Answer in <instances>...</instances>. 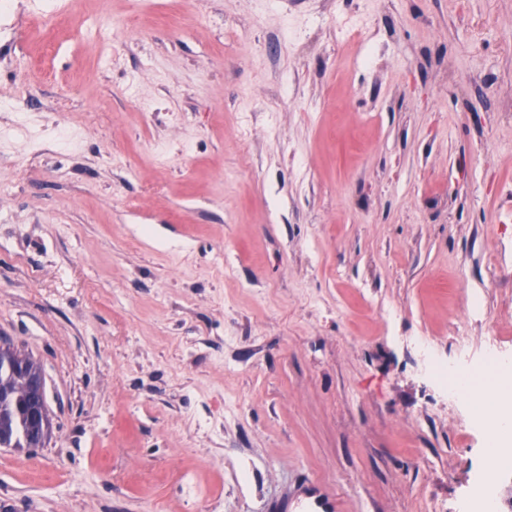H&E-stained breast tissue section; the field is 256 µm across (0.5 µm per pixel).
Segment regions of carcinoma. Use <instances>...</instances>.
<instances>
[{"instance_id": "1", "label": "carcinoma", "mask_w": 512, "mask_h": 512, "mask_svg": "<svg viewBox=\"0 0 512 512\" xmlns=\"http://www.w3.org/2000/svg\"><path fill=\"white\" fill-rule=\"evenodd\" d=\"M42 367L34 357L9 342L0 346V447L34 448L45 444L51 419L34 424L29 419L28 377Z\"/></svg>"}]
</instances>
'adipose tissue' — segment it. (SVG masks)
<instances>
[{"label": "adipose tissue", "mask_w": 512, "mask_h": 512, "mask_svg": "<svg viewBox=\"0 0 512 512\" xmlns=\"http://www.w3.org/2000/svg\"><path fill=\"white\" fill-rule=\"evenodd\" d=\"M470 387L464 399L477 411L492 408L489 427L493 437L488 442L489 454L512 447V373L492 377L470 376Z\"/></svg>", "instance_id": "adipose-tissue-1"}]
</instances>
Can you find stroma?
I'll return each instance as SVG.
<instances>
[{"label":"stroma","mask_w":512,"mask_h":512,"mask_svg":"<svg viewBox=\"0 0 512 512\" xmlns=\"http://www.w3.org/2000/svg\"><path fill=\"white\" fill-rule=\"evenodd\" d=\"M13 0L0 338L45 374L0 512H470L512 358V0ZM469 382L471 388L465 391L463 399L477 411L493 409L489 419L493 438L488 440V454L493 456L497 452L500 459L504 449L512 447V373L487 378L471 375Z\"/></svg>","instance_id":"1"}]
</instances>
